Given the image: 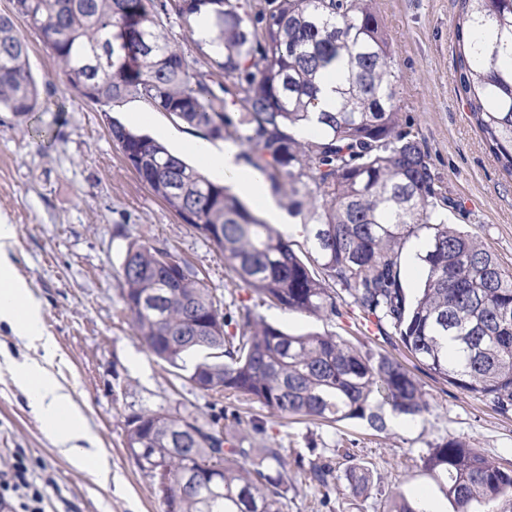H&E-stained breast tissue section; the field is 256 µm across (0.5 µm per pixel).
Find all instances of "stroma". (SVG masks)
<instances>
[{"label":"stroma","instance_id":"1","mask_svg":"<svg viewBox=\"0 0 512 512\" xmlns=\"http://www.w3.org/2000/svg\"><path fill=\"white\" fill-rule=\"evenodd\" d=\"M395 51L399 124L421 143L443 195L455 206L449 223L477 236L512 272V176L495 160L458 91L457 0H372ZM41 99L62 100L64 111L42 109L19 117L0 110V218L16 227L13 261L44 310L56 342L54 370L82 409L112 467L110 483L55 447L10 373L0 371V462L15 451L28 458L45 494L46 512H163L151 481L126 446L127 418L144 411L224 415V431L288 450V487L282 512H385V494L407 500L427 492L439 512H454L439 483L421 467L430 448L458 439L496 463L512 466V413L425 375L401 342L361 332L359 311L343 302L342 317L322 321L260 301L228 268L222 254L157 198L126 163L99 106L69 88L38 34L20 24ZM134 125V124H133ZM135 131L154 137L188 163L198 136L166 114L152 113ZM243 204L277 231L308 221L284 193ZM167 247L206 277L224 311L249 307L291 333L329 331L391 354L421 377L429 410L405 426L375 433L359 420L329 428L284 421L257 402L232 396L215 401L194 388L185 371L153 355L135 336L121 276L131 240ZM262 434H255V426ZM349 448L369 468L368 495L353 496L336 481L327 504L308 479L310 461Z\"/></svg>","mask_w":512,"mask_h":512}]
</instances>
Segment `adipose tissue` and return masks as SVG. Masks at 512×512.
Instances as JSON below:
<instances>
[{"mask_svg":"<svg viewBox=\"0 0 512 512\" xmlns=\"http://www.w3.org/2000/svg\"><path fill=\"white\" fill-rule=\"evenodd\" d=\"M191 149L201 160L209 179L233 185L238 192L265 201L263 176L240 164L235 147L218 152L207 142L199 141L192 144ZM15 237L14 225L0 220V322L6 323L16 335L40 343L46 358L20 362L6 355L0 357V364L19 382L56 448L97 473H107L108 465L102 452L78 445L79 440L88 438V427L67 388L49 368L47 357L52 354L55 341L45 331L40 301L34 297L29 284L17 275L11 262L10 250Z\"/></svg>","mask_w":512,"mask_h":512,"instance_id":"adipose-tissue-1","label":"adipose tissue"}]
</instances>
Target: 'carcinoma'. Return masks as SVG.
I'll return each instance as SVG.
<instances>
[{
    "mask_svg": "<svg viewBox=\"0 0 512 512\" xmlns=\"http://www.w3.org/2000/svg\"><path fill=\"white\" fill-rule=\"evenodd\" d=\"M207 9L221 51L208 70L192 68L164 35L163 20L192 34ZM35 30L71 87L113 110L129 98L168 114L205 139L232 140L292 206H309L308 259L231 192L165 145L110 119V133L140 179L224 256L259 298L317 319L341 317L339 294L387 341L397 337L434 378L512 411V273L476 237L447 223L427 154L399 129L394 56L369 0H13L0 14V108L25 116L40 107L29 47L16 19ZM456 73L468 110L503 170L512 176V0H460ZM344 63L330 111H314L332 61ZM235 80L241 111L214 89V73ZM318 123L301 141L292 130ZM422 281L403 287L407 242ZM136 335L176 369L203 353L189 381L209 394L240 393L283 419L327 426L361 420L387 430L384 407L416 418L429 409L421 381L389 353L362 350L334 334H290L255 316L221 310L205 277L167 248L128 243L121 268ZM235 325L229 333L225 327ZM163 412L127 419L126 448L161 504L179 512H281L287 449L230 442L221 420ZM332 457L310 463L327 501ZM455 512H475L512 494V469L478 449L446 440L421 458ZM354 496L371 472L351 465ZM389 512H424L388 493Z\"/></svg>",
    "mask_w": 512,
    "mask_h": 512,
    "instance_id": "cac0c4a2",
    "label": "carcinoma"
}]
</instances>
